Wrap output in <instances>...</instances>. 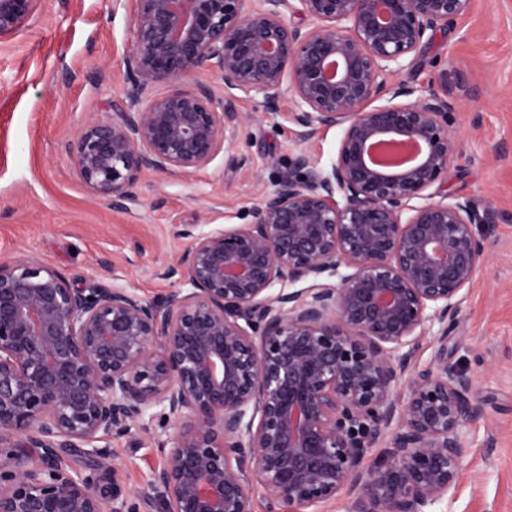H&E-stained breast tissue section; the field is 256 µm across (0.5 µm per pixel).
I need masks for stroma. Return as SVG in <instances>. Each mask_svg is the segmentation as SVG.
I'll use <instances>...</instances> for the list:
<instances>
[{"label":"stroma","mask_w":512,"mask_h":512,"mask_svg":"<svg viewBox=\"0 0 512 512\" xmlns=\"http://www.w3.org/2000/svg\"><path fill=\"white\" fill-rule=\"evenodd\" d=\"M133 41L131 0H37L23 26L0 37V260L31 255L77 284L109 270L115 284L157 303L173 286L158 268L185 249L171 225L242 224L297 150L330 168L341 131L299 142L287 110L243 98L241 125L206 168L147 172L137 200L113 207L85 187L71 145L124 99ZM443 71L461 154L442 190L481 199L495 218L483 227L488 260L448 336L484 414L466 430L460 480L436 512H512V0H472L402 77L427 89ZM110 451L127 493L145 488L160 463L145 435L111 441Z\"/></svg>","instance_id":"stroma-1"}]
</instances>
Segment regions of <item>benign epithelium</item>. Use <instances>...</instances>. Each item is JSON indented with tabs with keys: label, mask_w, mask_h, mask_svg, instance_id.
I'll use <instances>...</instances> for the list:
<instances>
[{
	"label": "benign epithelium",
	"mask_w": 512,
	"mask_h": 512,
	"mask_svg": "<svg viewBox=\"0 0 512 512\" xmlns=\"http://www.w3.org/2000/svg\"><path fill=\"white\" fill-rule=\"evenodd\" d=\"M34 2L0 0L1 37ZM133 2L127 99L74 143L94 195L121 207L147 171L209 165L241 94L275 112L289 91L300 141L341 129L336 160L294 154L245 224L174 225L187 247L163 268L177 287L160 304L104 276L73 285L31 255L0 262V512H136L155 491L165 512H255L257 486L288 512H322L345 489L351 512H432L483 415L448 333L492 211L441 190L460 152L448 81L419 91L397 76L471 0ZM204 68L224 96L202 82L145 96ZM378 147L405 157L380 161ZM135 433L161 466L130 504L108 442Z\"/></svg>",
	"instance_id": "obj_1"
}]
</instances>
